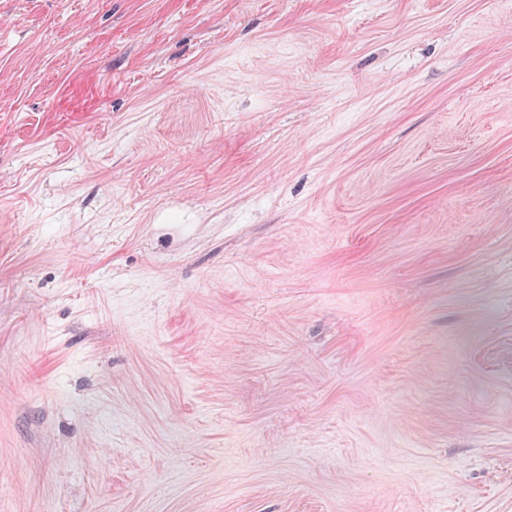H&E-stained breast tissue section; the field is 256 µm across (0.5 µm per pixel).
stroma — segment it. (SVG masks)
Listing matches in <instances>:
<instances>
[{"instance_id":"1","label":"stroma","mask_w":512,"mask_h":512,"mask_svg":"<svg viewBox=\"0 0 512 512\" xmlns=\"http://www.w3.org/2000/svg\"><path fill=\"white\" fill-rule=\"evenodd\" d=\"M0 512H512V0H0Z\"/></svg>"}]
</instances>
